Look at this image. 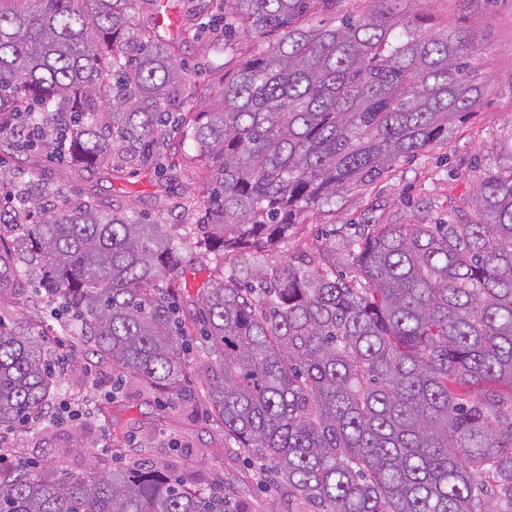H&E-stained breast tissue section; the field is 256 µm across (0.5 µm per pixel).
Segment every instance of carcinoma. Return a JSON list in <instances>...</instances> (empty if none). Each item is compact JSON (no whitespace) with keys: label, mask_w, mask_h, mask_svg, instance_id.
Returning a JSON list of instances; mask_svg holds the SVG:
<instances>
[{"label":"carcinoma","mask_w":512,"mask_h":512,"mask_svg":"<svg viewBox=\"0 0 512 512\" xmlns=\"http://www.w3.org/2000/svg\"><path fill=\"white\" fill-rule=\"evenodd\" d=\"M0 0V137L64 143L77 162L150 160L176 104L169 0ZM224 35L281 31L189 114L206 195L165 234L134 211L14 182L0 228V297L34 273L112 373L178 394L189 332L176 325L184 252L232 258L197 289L209 412L288 496L318 512H497L512 505V143L460 224H364L343 249L294 264L297 217L448 140L481 101L474 48L384 13L304 27L310 0H224ZM472 207L466 215V207ZM349 261L350 279L338 271ZM59 381L41 341L0 314V430L39 415ZM98 413L115 439L112 407ZM0 512H247L230 485L158 464L56 480L0 466Z\"/></svg>","instance_id":"carcinoma-1"}]
</instances>
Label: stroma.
I'll use <instances>...</instances> for the list:
<instances>
[{"mask_svg": "<svg viewBox=\"0 0 512 512\" xmlns=\"http://www.w3.org/2000/svg\"><path fill=\"white\" fill-rule=\"evenodd\" d=\"M378 0H312L301 19L304 26L334 25L340 15L376 11ZM173 19L194 16L197 38L183 43L178 60L184 68L173 120L161 136L162 163L176 162L178 171L197 161L187 125L177 115L208 97L220 79L259 56L280 38L279 32L261 37L241 35L225 43L220 0H171ZM397 15L420 31L447 27L466 34L478 51L476 70L489 89L464 122L453 126L447 142L399 162L389 177L346 193L335 205L313 209L299 219L298 236L305 248L324 243L327 232L337 240L353 234L356 225L387 224L399 219L416 223L448 216L449 198L469 197L481 174V162L492 149L512 140V0H396ZM45 171L66 184L75 196L91 194L112 208L139 212L150 221L172 223L185 199L200 197L203 183L190 181L180 194L161 189L153 165L108 170L97 164L71 169L66 157L42 151L26 152L9 138H0V171ZM37 278L0 304V315L14 320L27 333L44 336L51 353L70 356L54 400V419L31 420L25 429L0 433V452L12 462L40 463L55 478L109 471L136 460H151L178 471H190L208 483L229 481L248 512H286L288 502L259 463L248 453L228 448L224 427L211 418L206 402L208 358L202 340L191 342L187 384L190 399L159 401L152 387L124 380L113 389L112 369L88 358L82 337L64 335L60 322L37 307ZM115 394L126 437L115 451L112 433L96 409Z\"/></svg>", "mask_w": 512, "mask_h": 512, "instance_id": "35a3bbf8", "label": "stroma"}]
</instances>
